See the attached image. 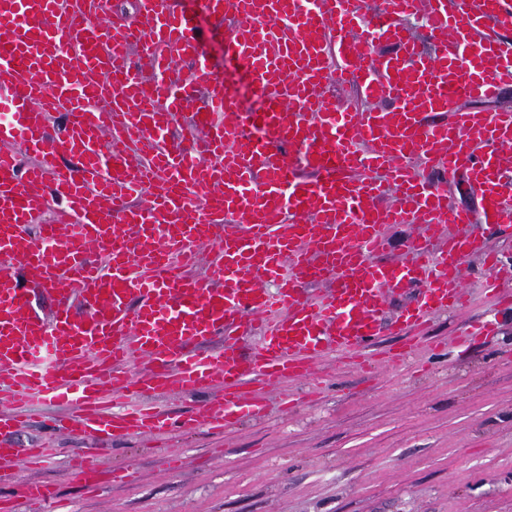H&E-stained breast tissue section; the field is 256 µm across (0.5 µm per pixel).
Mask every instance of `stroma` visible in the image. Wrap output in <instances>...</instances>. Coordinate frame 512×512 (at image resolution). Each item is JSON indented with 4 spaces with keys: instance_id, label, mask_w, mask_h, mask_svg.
Returning a JSON list of instances; mask_svg holds the SVG:
<instances>
[{
    "instance_id": "1",
    "label": "stroma",
    "mask_w": 512,
    "mask_h": 512,
    "mask_svg": "<svg viewBox=\"0 0 512 512\" xmlns=\"http://www.w3.org/2000/svg\"><path fill=\"white\" fill-rule=\"evenodd\" d=\"M170 3L191 17L226 83L247 92L224 56L223 31L194 0ZM480 268L477 256L464 266L469 309L433 315L405 365L369 373L322 361L317 399L281 412L280 398L306 386L285 384L269 393L267 417L221 436L181 429L202 404L175 396L160 402L177 423L172 431L95 453L89 440L55 437L62 407L43 401L12 440L25 447L51 437L57 451L31 472L5 467L0 491L30 478L56 488L54 504L19 500L17 512H512V313L499 315L494 335L468 336L445 354L432 348L489 313ZM87 453L100 471L130 466L141 478L88 494L68 470L70 458ZM173 454L183 461L177 472L165 465Z\"/></svg>"
}]
</instances>
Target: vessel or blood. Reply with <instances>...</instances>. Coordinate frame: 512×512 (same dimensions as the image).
<instances>
[{
  "mask_svg": "<svg viewBox=\"0 0 512 512\" xmlns=\"http://www.w3.org/2000/svg\"><path fill=\"white\" fill-rule=\"evenodd\" d=\"M92 2L0 0V367L13 387L0 433L36 398L67 405L70 435L164 433L154 404L116 402L129 392L207 397L204 423L226 431L264 415L285 380L321 390L320 359L398 366L432 314L467 306L464 264L485 252L468 225L512 224V167L499 156L512 110L456 102L512 85V43L491 33L512 27V0H197L224 24L225 56L262 98L258 112L169 0H140L155 19L147 36L136 21L103 24ZM420 12L422 38L406 25ZM380 42L394 55L376 53ZM135 45L151 74L132 62ZM175 55L192 63L182 85L167 77ZM75 56L102 81L86 83ZM338 84L387 106L343 108L329 92ZM57 112L68 121L54 134ZM426 112L449 118L427 123ZM185 113L189 145L171 149ZM424 169L436 180H421ZM460 171L480 214L448 203ZM143 194L150 207L135 204ZM231 220L239 233L221 234ZM387 224L420 227L403 262L380 258ZM204 248L199 279L188 270ZM485 254L486 291L511 309L512 256ZM26 277L51 289L50 314L30 305ZM330 280L335 289L310 302L308 288ZM406 288L421 296L396 321L403 344L382 348L385 296ZM244 336L259 340L247 357ZM135 364L145 372L131 375ZM44 455L0 446V462L29 471ZM71 470L98 490L91 464L75 458ZM22 495L48 503L55 491L31 479Z\"/></svg>",
  "mask_w": 512,
  "mask_h": 512,
  "instance_id": "vessel-or-blood-1",
  "label": "vessel or blood"
}]
</instances>
